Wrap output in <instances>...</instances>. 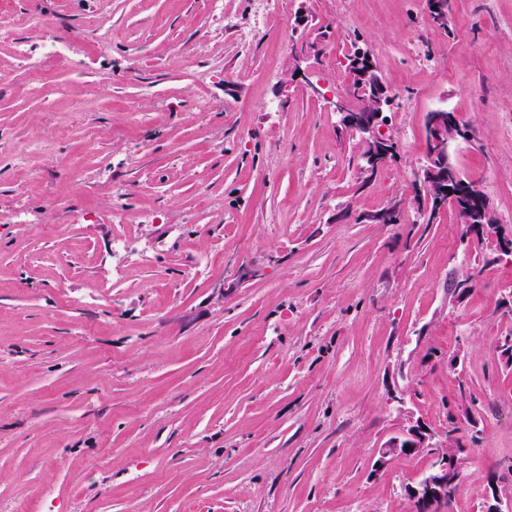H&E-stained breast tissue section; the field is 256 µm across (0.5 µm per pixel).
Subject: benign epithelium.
Here are the masks:
<instances>
[{
	"label": "benign epithelium",
	"mask_w": 512,
	"mask_h": 512,
	"mask_svg": "<svg viewBox=\"0 0 512 512\" xmlns=\"http://www.w3.org/2000/svg\"><path fill=\"white\" fill-rule=\"evenodd\" d=\"M351 72L350 88L346 95L337 98L333 110L340 117L343 129L357 136L364 143L360 171L372 179L396 161L398 142L387 131L388 112L393 97L376 73L371 53L362 48L348 61ZM426 159L416 185V202L420 218L428 221L433 215L453 206L461 228L478 233L495 223L490 201L480 189L473 188L458 170L455 157L458 143L466 133L454 111L439 108L427 112L425 117ZM456 430L448 431L443 451L436 453L432 468L416 485L407 489L415 512H436L449 504L461 489L465 465V449L457 439L464 419L455 412ZM433 434L421 422L401 431L379 449L374 471L387 468L393 461L411 456L423 448H432ZM411 449H406V446ZM482 512H512V498L501 493L500 482L493 476L488 481V491Z\"/></svg>",
	"instance_id": "7a95c632"
}]
</instances>
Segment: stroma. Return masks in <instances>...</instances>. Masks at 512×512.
<instances>
[{
	"mask_svg": "<svg viewBox=\"0 0 512 512\" xmlns=\"http://www.w3.org/2000/svg\"><path fill=\"white\" fill-rule=\"evenodd\" d=\"M0 512H413L415 422L469 411L512 496V263L413 198L426 112L512 229V0H0ZM249 17L259 34L243 41ZM60 42L49 53L44 25ZM361 37L401 111L371 182L331 102ZM473 276L465 295L453 281ZM433 434L420 421L401 431L398 435L391 438L382 448L379 449L378 458L374 464V472H379L387 468L393 461L411 456L423 448H437L432 443ZM406 445L411 449L406 451Z\"/></svg>",
	"mask_w": 512,
	"mask_h": 512,
	"instance_id": "35a3bbf8",
	"label": "stroma"
}]
</instances>
